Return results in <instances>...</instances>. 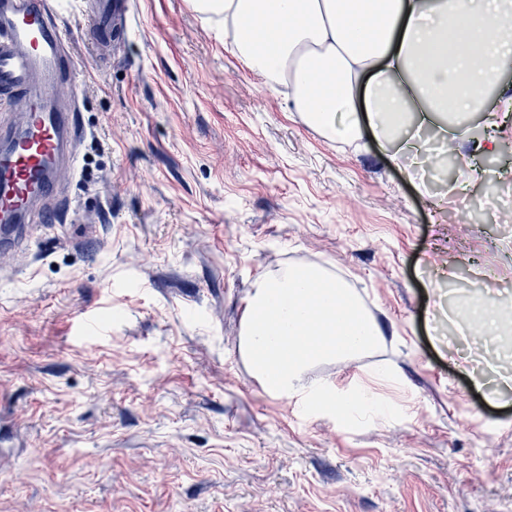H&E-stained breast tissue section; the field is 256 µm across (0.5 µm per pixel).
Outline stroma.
I'll return each mask as SVG.
<instances>
[{
	"instance_id": "obj_1",
	"label": "stroma",
	"mask_w": 512,
	"mask_h": 512,
	"mask_svg": "<svg viewBox=\"0 0 512 512\" xmlns=\"http://www.w3.org/2000/svg\"><path fill=\"white\" fill-rule=\"evenodd\" d=\"M101 56L64 18L88 130L61 173L67 221L0 270V512H512V359L461 339L494 300L512 343V63L496 149L393 165L371 133L329 138L246 69L197 0H131ZM456 172H449V164ZM324 268L383 330L304 386L369 389L404 412L350 431L257 385L239 353L257 278ZM90 321L104 323L90 333Z\"/></svg>"
}]
</instances>
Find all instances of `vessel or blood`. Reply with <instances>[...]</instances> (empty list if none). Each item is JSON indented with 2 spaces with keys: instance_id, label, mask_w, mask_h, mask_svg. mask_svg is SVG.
I'll return each instance as SVG.
<instances>
[{
  "instance_id": "b4317fda",
  "label": "vessel or blood",
  "mask_w": 512,
  "mask_h": 512,
  "mask_svg": "<svg viewBox=\"0 0 512 512\" xmlns=\"http://www.w3.org/2000/svg\"><path fill=\"white\" fill-rule=\"evenodd\" d=\"M97 31L122 40L128 0H89ZM70 0H0V97L23 94L30 104L27 130L0 127V148L9 152L0 165V216L15 223L0 226V260L27 258L26 221L36 202L57 193L60 169L76 170L77 143L85 134L78 104L60 109L48 91L72 78L59 23Z\"/></svg>"
}]
</instances>
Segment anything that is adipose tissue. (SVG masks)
I'll use <instances>...</instances> for the list:
<instances>
[{
  "instance_id": "1",
  "label": "adipose tissue",
  "mask_w": 512,
  "mask_h": 512,
  "mask_svg": "<svg viewBox=\"0 0 512 512\" xmlns=\"http://www.w3.org/2000/svg\"><path fill=\"white\" fill-rule=\"evenodd\" d=\"M231 24L257 76H292L309 126L357 140L370 125L391 160L422 150L425 127L472 133L494 124L487 97L512 59V0H201ZM349 113L338 124L339 113Z\"/></svg>"
}]
</instances>
